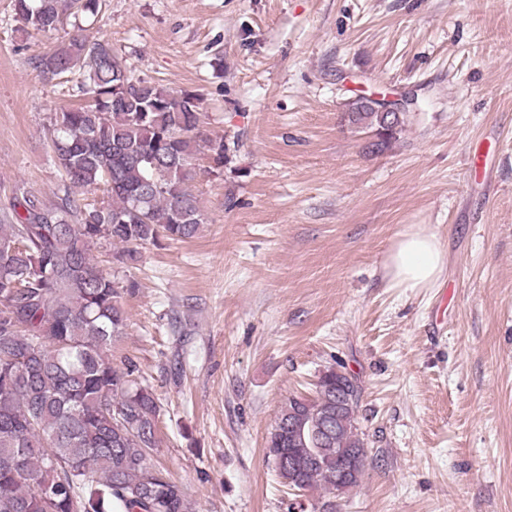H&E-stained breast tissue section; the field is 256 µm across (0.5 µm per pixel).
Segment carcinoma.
Returning a JSON list of instances; mask_svg holds the SVG:
<instances>
[{
  "label": "carcinoma",
  "mask_w": 512,
  "mask_h": 512,
  "mask_svg": "<svg viewBox=\"0 0 512 512\" xmlns=\"http://www.w3.org/2000/svg\"><path fill=\"white\" fill-rule=\"evenodd\" d=\"M100 7L13 0L28 30L72 27L38 65L85 105L54 113L48 129L60 202L19 188L0 216V512H192L181 486L150 461L160 444L155 393L133 362L112 364L126 315L119 282L94 262L92 246L110 241L113 260L130 266L144 244L198 233L201 202L189 186L198 97L133 77L109 42L89 39L81 19ZM204 143L211 172L223 173L224 139ZM102 185L107 200L80 197ZM363 447L358 406L336 410L334 379L312 398L285 400L268 440L287 485L333 495L359 486V476L336 481V458ZM290 455L319 463L290 472Z\"/></svg>",
  "instance_id": "cac0c4a2"
}]
</instances>
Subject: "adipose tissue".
Segmentation results:
<instances>
[{
    "label": "adipose tissue",
    "instance_id": "adipose-tissue-1",
    "mask_svg": "<svg viewBox=\"0 0 512 512\" xmlns=\"http://www.w3.org/2000/svg\"><path fill=\"white\" fill-rule=\"evenodd\" d=\"M446 252L439 236L426 224L407 225L392 244L384 272L390 287L417 293L442 280Z\"/></svg>",
    "mask_w": 512,
    "mask_h": 512
}]
</instances>
